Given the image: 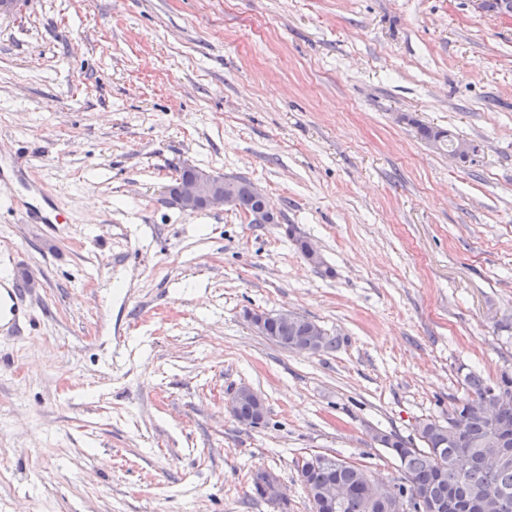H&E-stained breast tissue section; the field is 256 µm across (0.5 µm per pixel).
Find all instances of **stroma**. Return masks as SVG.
I'll list each match as a JSON object with an SVG mask.
<instances>
[{
	"label": "stroma",
	"mask_w": 512,
	"mask_h": 512,
	"mask_svg": "<svg viewBox=\"0 0 512 512\" xmlns=\"http://www.w3.org/2000/svg\"><path fill=\"white\" fill-rule=\"evenodd\" d=\"M479 149L460 163L421 138ZM62 224L0 199V512H277L270 471L445 419L467 372H512V17L471 0H26L0 17V167ZM255 182L280 216L184 211L185 166ZM313 243L315 267L299 241ZM318 323L288 352L249 311ZM263 424H239L241 386ZM419 133L423 139L431 142L432 139L435 141L440 137L444 136L440 141V149L448 151V131L439 130L429 126H420ZM452 135V134H451ZM452 140H458L452 135ZM452 140L450 142H452ZM475 152V147L468 141L458 140L455 141L453 148L448 151V155L456 160H461L462 157H471ZM28 191L32 192L33 200H38L41 197L40 203L34 204L31 202H24L21 206H16L14 209L19 214L20 218L24 221H30L31 217L36 219L39 224H62L61 214L58 207L49 199L41 196L40 190L36 185L29 184ZM14 281L0 279V327L20 331V323L27 314V306ZM298 316L300 320L297 323H290L295 319L296 315L288 311L271 313L254 311L246 314L250 326L260 336H263L266 332L270 322L284 324L278 326L271 325V336H266V338L280 347L288 346L289 352L318 354L338 348V340L335 336H329L321 327L316 333H312L311 329L316 323L303 316ZM318 347H321L320 351H317ZM305 348H310L313 351L303 352ZM270 475L271 474L269 472L264 471V470H258L253 474L252 479H251V485H250V497L252 499H261L266 502H269L266 499V497H267L277 507L280 505L286 504L288 502V497H287L280 481L278 479L274 478V479H270L266 483L267 478ZM265 483H266V486H265L266 495L263 490Z\"/></svg>",
	"instance_id": "stroma-1"
}]
</instances>
